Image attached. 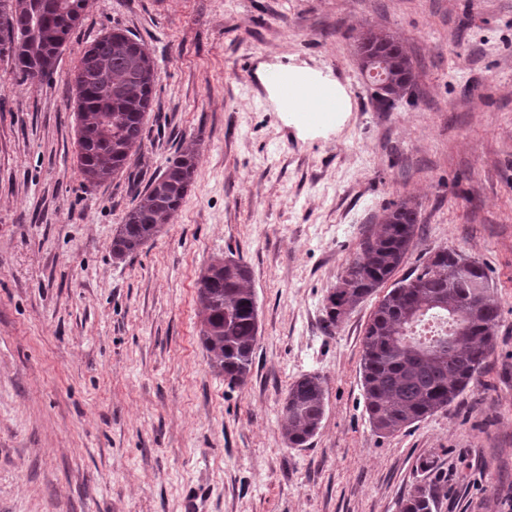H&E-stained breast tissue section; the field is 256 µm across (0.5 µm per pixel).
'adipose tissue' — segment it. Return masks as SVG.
<instances>
[{
	"label": "adipose tissue",
	"mask_w": 512,
	"mask_h": 512,
	"mask_svg": "<svg viewBox=\"0 0 512 512\" xmlns=\"http://www.w3.org/2000/svg\"><path fill=\"white\" fill-rule=\"evenodd\" d=\"M288 82L294 90V95L289 100H281L278 89H271L270 95L275 98L279 111L294 112L300 109L314 110L320 105L321 98L318 91L321 87L331 86L335 96V112L343 114L350 111L351 102L345 89L340 84L332 83L329 77L323 76L314 70L285 65Z\"/></svg>",
	"instance_id": "1"
}]
</instances>
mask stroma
Listing matches in <instances>:
<instances>
[{
  "label": "stroma",
  "mask_w": 512,
  "mask_h": 512,
  "mask_svg": "<svg viewBox=\"0 0 512 512\" xmlns=\"http://www.w3.org/2000/svg\"><path fill=\"white\" fill-rule=\"evenodd\" d=\"M366 26L419 74L385 105L361 73ZM128 30L157 65L145 139L123 174L76 168L71 74ZM329 72L354 108L328 128L277 111L259 64ZM200 141L193 186L124 260L132 200ZM419 205L406 275L435 248L483 262L500 324L477 382L392 436L365 411L361 341L378 296L335 328L326 299L375 219ZM251 269L259 334L231 386L200 340L197 279ZM316 374L321 427L288 447V387ZM433 458L443 512H512V0H90L47 78L0 60V512H398Z\"/></svg>",
  "instance_id": "stroma-1"
}]
</instances>
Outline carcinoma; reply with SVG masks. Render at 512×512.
<instances>
[{"label":"carcinoma","mask_w":512,"mask_h":512,"mask_svg":"<svg viewBox=\"0 0 512 512\" xmlns=\"http://www.w3.org/2000/svg\"><path fill=\"white\" fill-rule=\"evenodd\" d=\"M40 0H0V59L24 80L54 72L59 55L78 25L87 0H54L47 17ZM376 59L384 79L377 96L404 97L416 83L412 56L396 33L372 27L356 41V56ZM157 80L155 62L134 34L115 28L80 57L72 78L77 108L76 166L92 184L123 172L141 148ZM199 140L182 141L166 170L138 193L112 239V257L123 259L154 239L191 189ZM420 224L418 204L403 198L386 208L376 230L325 306L326 327L373 295L402 265ZM486 269L475 259L438 248L379 301L365 328L360 363L368 420L393 435L445 410L477 382L499 326L500 305L489 288H473ZM252 274L242 259L216 258L198 277L200 337L210 365L230 385L245 382L258 335ZM325 388L316 374L289 387L281 409L283 436L291 448L317 434L325 414ZM448 484L424 480L399 501V512H441Z\"/></svg>","instance_id":"carcinoma-1"}]
</instances>
